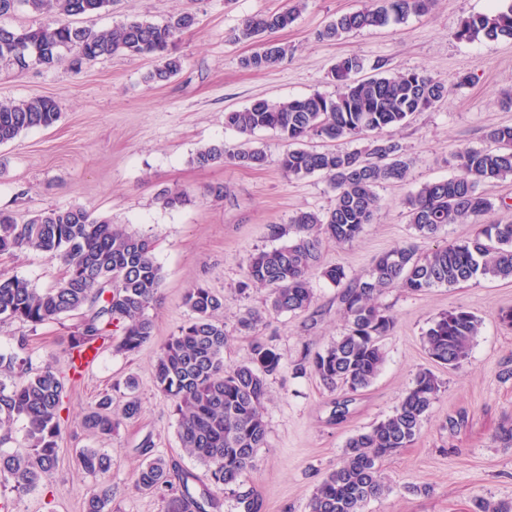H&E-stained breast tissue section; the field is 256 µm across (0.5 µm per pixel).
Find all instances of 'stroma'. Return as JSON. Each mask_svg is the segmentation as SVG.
Instances as JSON below:
<instances>
[{"label":"stroma","instance_id":"obj_1","mask_svg":"<svg viewBox=\"0 0 512 512\" xmlns=\"http://www.w3.org/2000/svg\"><path fill=\"white\" fill-rule=\"evenodd\" d=\"M286 2L114 0L111 12L79 18L80 26L104 30L132 19L161 24L180 12L196 14V26L176 41L183 70L163 84L145 83L153 62L144 56L100 58L77 71L65 65L20 71L0 62V101L52 97L60 111L52 127L0 145V210L23 220L40 210L84 207L127 231L150 235L164 273L160 298L148 310L152 342L131 355L104 350L67 390L58 465L34 491L18 494L0 487V500H8L10 512H83L97 483L77 463L78 451L87 447L112 456V512H164L158 495L132 488L134 474L151 453L193 474L195 486L206 484L204 467L180 445L172 402L154 385L157 353L189 321L183 296L199 283L223 295L224 359L242 361L251 339L240 333L238 319L263 309L268 295L262 288L239 291L251 254L278 246L270 225H288L299 209L327 211L334 199L324 175L290 178L282 172L279 160L287 146L271 131L250 138L268 156L263 169L193 164L201 147L241 143V135L225 127V111L257 98L335 95L330 70L350 54L370 64L384 62L391 72L424 69L447 80L442 102L391 132L411 160L406 181L378 187L380 212L356 242L322 247L321 268L339 265L358 274L379 255L415 241L404 206L410 192L454 176L452 153L463 146L483 147L487 128L512 125V110L499 105L501 94L512 92V43H459L451 37L463 17L491 9L497 0H437L428 14L338 42L319 39V30L365 0H306L294 24L279 34L292 48L288 58L261 71L244 68L241 60L252 48L234 41L235 29L247 16ZM466 73L472 82L457 86V77ZM219 185L220 197L213 192ZM164 189L186 190L191 201L164 206L158 197ZM0 272L44 290L58 282L63 267L26 250L0 258ZM311 286L315 299L308 311L268 318L259 330L283 361L268 379L266 446L235 490H214L213 512H310L316 485L339 462L347 439L391 414L418 370L428 367L441 380V391L415 441L381 463L392 493L369 500L363 512H471L478 496L512 499V446L499 438L502 427L512 426V329L498 318L501 309L512 307V281L478 278L418 294L386 290L380 301L396 322L383 341L386 362L343 420L333 414L335 393L318 377L294 371L304 353L323 350L343 329L336 286L320 273ZM456 306L472 311L482 326L462 367L448 370L433 366L422 334L438 313ZM73 323L66 317L35 328L0 325V349L25 335L33 366H43L48 352L62 350ZM131 376L139 382L143 411L125 420L121 409ZM105 396L120 422L102 441L82 428L81 417ZM457 418L461 426L450 428L449 420ZM242 495L247 504H239Z\"/></svg>","mask_w":512,"mask_h":512}]
</instances>
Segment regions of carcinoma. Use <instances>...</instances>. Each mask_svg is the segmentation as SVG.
I'll use <instances>...</instances> for the list:
<instances>
[{"mask_svg":"<svg viewBox=\"0 0 512 512\" xmlns=\"http://www.w3.org/2000/svg\"><path fill=\"white\" fill-rule=\"evenodd\" d=\"M113 0H0V17L20 9L46 17L37 25L12 28L0 25V60L24 70L51 67L64 55L71 66L115 54L150 56L155 65L147 76L164 83L183 69L176 52L178 35L195 24L191 13L171 16L165 23L130 20L110 29L93 31L74 19L112 9ZM275 12H258L245 18L234 40L257 49L244 57V68L262 70L288 56L289 46L274 34L298 17L304 0ZM435 0H371V5L344 13L319 33L326 41L370 28L403 23L411 15L428 13ZM453 38L459 42H512V0L486 13L465 17ZM382 63L371 66L375 74L362 77L365 60L355 55L340 58L331 78L341 87L334 96L314 92L274 102L264 98L242 109L224 113V125L242 136L271 130L288 143L280 159L283 172L294 178L324 174L334 191V204L325 212L299 210L290 219L295 238L288 244L253 253L244 271L241 291L252 287L268 290L267 308L251 310L239 319V329L253 336L245 361L224 363L227 340L217 314L223 298L208 287L193 285L184 294L192 313L190 321L160 347L154 373L155 387L170 398L179 414L181 447L207 471L211 484L223 488L239 482L255 465L265 447V405L269 399L267 377L283 367L282 357L255 336L267 316L307 311L313 301L312 272L317 268L322 245L334 241L346 246L356 241L379 210L376 188L405 179L410 167L402 145L387 136L393 128L408 124L414 116L445 99L447 81L425 70L384 75ZM60 117L51 97L0 102V144L15 141L33 128H49ZM312 140L337 142L317 149ZM366 147L351 148L355 141ZM482 148L463 147L454 155L457 174L423 184L404 204L409 224L417 237L435 239L450 224H470L472 233L446 240L422 251L409 243L382 255L365 275L347 273L340 266L321 271L322 277L340 288L338 302L346 323L330 345L295 364V372L316 375L325 386L340 390L336 417L348 413L353 396L369 388L385 362L382 340L391 335L395 321L379 303L381 293L400 286L412 293L448 287L477 277L512 280V222L490 221L496 210L512 209L502 199L495 203L479 191L483 184L512 183V125L485 130ZM192 162L199 167L232 163L245 169H261L266 153L247 143L206 146ZM159 198L167 207L190 202L184 190L164 189ZM34 250L64 266L56 286L39 291L17 275H0V323L20 322L33 327L78 317L63 349L65 367L50 363L33 367L28 337L0 351V370L14 381L0 383V445L12 439V427L20 422L26 435L22 452L0 451V485L24 492L37 487L56 467L61 436L62 398L66 385L81 376L82 360L89 351L106 348L134 354L153 339V320L148 308L160 295L164 281L150 237L129 233L83 207L51 209L20 222L0 211V255ZM481 320L471 311L456 307L439 313L423 333L430 360L456 369L467 359L479 334ZM442 382L423 368L392 414L352 435L337 466L315 488L310 512H362L371 498L392 491L380 473V463L410 446L427 421ZM82 426L99 438L112 434L111 401L108 398L84 415ZM79 463L99 478L85 501L84 512H107L112 502V456L94 448L79 452ZM173 465L162 456L148 458L135 473L132 486L155 493L165 502V512H208L213 505L209 489L198 494L182 473L172 482ZM473 512H512V500L477 497Z\"/></svg>","mask_w":512,"mask_h":512,"instance_id":"obj_1","label":"carcinoma"}]
</instances>
